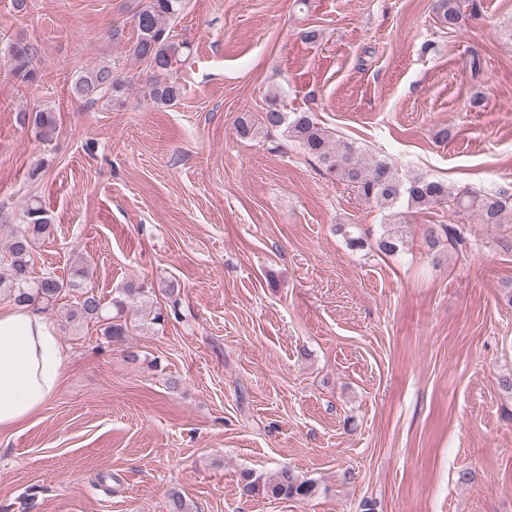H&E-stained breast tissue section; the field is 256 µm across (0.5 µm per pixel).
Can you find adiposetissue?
<instances>
[{"mask_svg":"<svg viewBox=\"0 0 512 512\" xmlns=\"http://www.w3.org/2000/svg\"><path fill=\"white\" fill-rule=\"evenodd\" d=\"M69 359L46 313L0 304V430L21 424L55 395Z\"/></svg>","mask_w":512,"mask_h":512,"instance_id":"adipose-tissue-1","label":"adipose tissue"}]
</instances>
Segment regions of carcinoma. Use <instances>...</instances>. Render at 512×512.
<instances>
[{
  "instance_id": "carcinoma-1",
  "label": "carcinoma",
  "mask_w": 512,
  "mask_h": 512,
  "mask_svg": "<svg viewBox=\"0 0 512 512\" xmlns=\"http://www.w3.org/2000/svg\"><path fill=\"white\" fill-rule=\"evenodd\" d=\"M183 0H136L133 20L136 39L131 55L146 64L150 75L149 96L157 105H169L181 95V85L175 77L177 65L187 55L189 45L172 34L171 22L181 13ZM440 23L449 29H459L465 23L457 0H439ZM10 67L24 87L36 82L40 60L35 48L26 42H11L7 47ZM74 95L87 102L101 99L110 105L124 91L123 81L115 75L112 65H99L75 75ZM30 122L35 132L45 138L57 129L55 113L39 109L31 113ZM237 131L243 137L267 135L280 131L286 140L310 157L325 165L327 170L345 182L359 197L379 206L386 212V221L396 223L401 208L423 211L441 207L453 214L471 213L482 224H503L512 213V187L497 191H475L456 188L444 181L423 176L403 177L381 158L360 154L354 143L336 140L320 126L312 112H286L275 93L267 98L266 107L258 122L246 118L238 120ZM51 221L46 209L36 198L29 199L21 212L20 223L0 224L6 234L5 250L0 252V298L18 305H27L49 311L62 297L79 292L80 300L71 309L66 320L74 325L98 326L104 343L122 344L131 335L132 326L124 318L127 300L145 307L148 292L142 288L123 289V296L106 306L94 289L84 285L88 269H76L69 279L47 270L35 275L33 249L49 234ZM426 241L434 245L441 236L453 241L461 238L460 228L451 224H429L424 230ZM403 241L390 231L380 236L378 248L384 254H395ZM241 492L268 498H309L315 495V484L302 480L293 470L284 466L272 479L265 480L251 472L240 478Z\"/></svg>"
}]
</instances>
